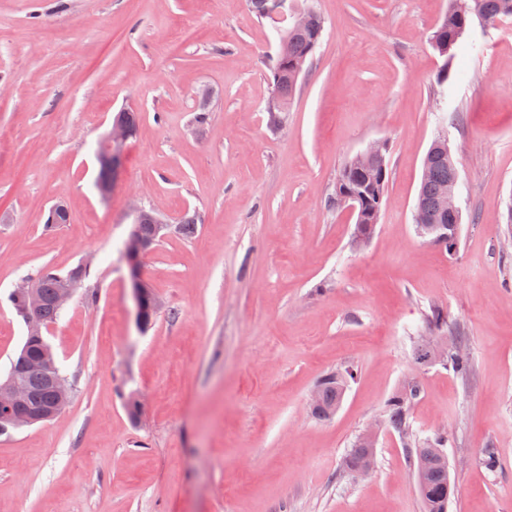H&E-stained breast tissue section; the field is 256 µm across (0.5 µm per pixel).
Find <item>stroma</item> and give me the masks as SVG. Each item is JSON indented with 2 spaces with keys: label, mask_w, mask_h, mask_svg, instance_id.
I'll list each match as a JSON object with an SVG mask.
<instances>
[{
  "label": "stroma",
  "mask_w": 512,
  "mask_h": 512,
  "mask_svg": "<svg viewBox=\"0 0 512 512\" xmlns=\"http://www.w3.org/2000/svg\"><path fill=\"white\" fill-rule=\"evenodd\" d=\"M295 2L324 30L273 126L278 39L248 0H0V377L26 334L11 290L45 266L91 267L46 332L70 401L0 435V512H423L395 432L379 433L371 477L340 474L413 376L414 430L448 433V512H512V17L473 25L439 85L430 36L450 0ZM123 109L139 130L105 199L96 149ZM441 133L459 172L452 255L413 220ZM378 140L387 196L355 251V213L329 200ZM58 203L69 219L45 231ZM136 205L197 219L142 259L162 302L145 331L122 257ZM434 304L468 377L414 360ZM347 366L340 408L314 419L313 389Z\"/></svg>",
  "instance_id": "obj_1"
}]
</instances>
